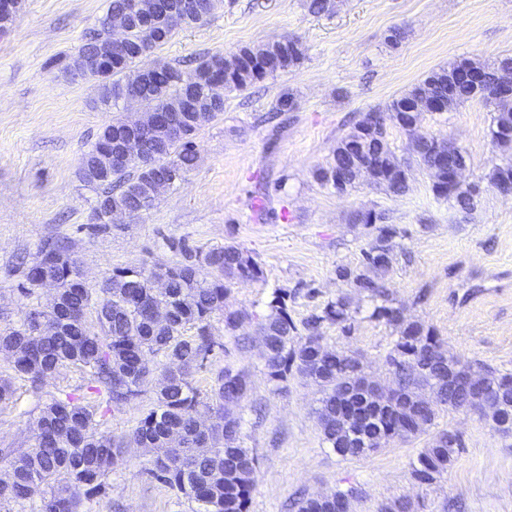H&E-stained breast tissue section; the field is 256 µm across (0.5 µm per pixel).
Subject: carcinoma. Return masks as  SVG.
Wrapping results in <instances>:
<instances>
[{
	"label": "carcinoma",
	"mask_w": 512,
	"mask_h": 512,
	"mask_svg": "<svg viewBox=\"0 0 512 512\" xmlns=\"http://www.w3.org/2000/svg\"><path fill=\"white\" fill-rule=\"evenodd\" d=\"M148 2L152 25L131 22L124 44L112 51L111 66L90 63L109 51L102 18L64 65L73 77L97 80V104L104 111L123 112L136 104L160 114V125L134 131L124 118H113L83 155L79 177L96 192L94 213L101 224L109 223L111 213L140 216L154 207L162 193L185 180L198 163L195 136L224 112L225 92L243 91L296 67L303 58L301 44L292 37L256 48L241 47L227 56H202L193 77L209 110L199 112L187 95L179 68L158 61L146 65L144 60L167 44L177 30L213 14L218 0H198L199 11L186 15L177 12L180 0ZM469 64L463 60L440 67L384 109L359 113L353 127L366 122L375 127L364 158L382 163L377 185L392 196L407 192L408 174L396 167L400 159L390 147L386 125L400 124V104L429 88L449 98L450 107L475 98L492 106V142L512 149V101L493 95L497 76L512 70V57L481 67L485 81L479 91L462 74ZM146 70L160 79L144 82ZM131 134L148 145V153L142 161L119 166L115 155L121 141ZM413 154L429 173L436 196H452L461 210L472 209L477 188L449 182L448 171L437 167L433 144L417 142ZM336 161L334 154L327 166L315 170L314 177L321 185L344 192L354 187L357 178L348 176L336 186ZM489 179L495 185L512 184V162L495 166ZM383 219L373 210L355 215L354 221L376 227L377 235L364 252L361 267H341L337 276L367 294L373 304L372 316L398 329L385 358L395 379L392 397L375 399L359 359L329 350L322 342L324 323L347 332L355 321L357 310L344 295L299 328L285 298L274 292L269 312L258 321L269 381L278 387L297 377L320 387L314 413L323 440L344 459L364 458L393 441L426 433L443 409L469 410L483 403L492 429L511 432L512 373L489 371L481 391L474 392L469 367L448 354L433 329L419 322L404 323L402 309L393 306L381 275L391 265L396 230ZM170 248L179 252L180 259L117 269L94 287L81 278L67 242L48 241L39 248L19 288L27 300L21 318L0 326V351L10 355L13 372L0 376V404L12 401L15 379L29 382L36 391L46 379L71 370L89 380L88 390L95 400L73 393L52 399L40 409L28 448L18 453L0 448V512H14L15 506L29 512H84V501L105 493L108 475L126 448L148 449V474L195 503L194 512H248L256 458L243 445L241 418L224 417L225 399L247 397L248 376L227 367L205 394L195 385V376L214 354L213 317L224 315V326L230 332L251 318L244 311L224 312L231 286L258 280L263 271L250 252L232 243L207 250H193L181 243H172ZM46 273L55 293L43 303L37 290ZM161 280L166 287L158 289L155 283ZM153 307L165 309L166 318L154 319L149 313ZM45 323L52 324L54 332H43ZM150 356L158 362L149 364ZM151 384L155 401L137 426L121 436L107 430L100 407H124L139 399ZM174 432L187 447L169 445L168 436ZM459 449L454 432L437 431L411 463L410 478L422 487L435 484L448 472ZM355 496L352 490L339 489L307 496L297 503V512H336Z\"/></svg>",
	"instance_id": "cac0c4a2"
}]
</instances>
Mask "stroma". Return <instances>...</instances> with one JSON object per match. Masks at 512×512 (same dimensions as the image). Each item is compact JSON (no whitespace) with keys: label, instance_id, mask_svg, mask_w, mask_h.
I'll list each match as a JSON object with an SVG mask.
<instances>
[{"label":"stroma","instance_id":"obj_1","mask_svg":"<svg viewBox=\"0 0 512 512\" xmlns=\"http://www.w3.org/2000/svg\"><path fill=\"white\" fill-rule=\"evenodd\" d=\"M105 8L106 0H21L13 25L0 33V324L20 319L23 264L48 238L68 240L92 285L116 269L170 263L173 241L204 250L238 244L263 276L236 285L225 307L251 319L233 333L223 317L214 319L217 349L196 384L209 389L227 365L249 378L237 409L243 442L257 459L249 512H294L300 496L351 488V512H385L397 502L409 512H512V434L492 430L471 411L441 412L438 428L454 431L462 447L429 487L409 475L429 441L425 434L342 459L324 442L314 414L318 386L292 378L279 391L269 382L255 323L277 291L298 324L349 296L358 311L350 334L325 324L324 344L359 355L372 379L390 384L385 357L397 332L372 317L369 298L336 274L360 267L376 230L353 217L373 209L397 231L382 281L406 320L433 327L449 354L474 372L512 373V195L487 178L512 150L491 141V107L476 98L421 113L418 121L420 132L467 151L464 180L480 188L470 214L437 197L416 165L409 190L397 198L364 182L339 193L312 177L358 113L385 108L434 69L512 56V0H338L324 15L310 14L305 0H223L211 16L178 30L154 59L188 73L200 56L295 36L303 60L225 93L223 114L195 138L199 162L186 180L141 218L97 226L96 194L79 167L112 115L95 107L94 80L71 79L61 61L76 54ZM395 27L404 37L393 46L387 36ZM286 89L298 108L277 122L271 115ZM86 384L68 371L36 392L15 380L12 402L0 407V448L28 447L43 404ZM148 457L145 449H126L105 494L85 502L86 512H193V503L146 472Z\"/></svg>","mask_w":512,"mask_h":512}]
</instances>
